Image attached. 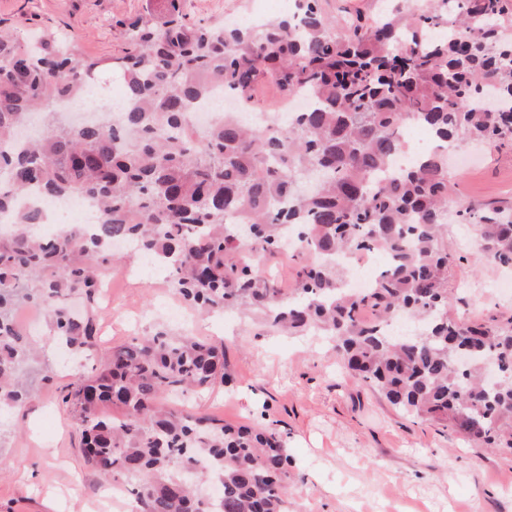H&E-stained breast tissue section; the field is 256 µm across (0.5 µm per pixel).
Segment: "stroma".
I'll return each instance as SVG.
<instances>
[{
    "label": "stroma",
    "mask_w": 512,
    "mask_h": 512,
    "mask_svg": "<svg viewBox=\"0 0 512 512\" xmlns=\"http://www.w3.org/2000/svg\"><path fill=\"white\" fill-rule=\"evenodd\" d=\"M161 0H0V21L27 37L52 31L95 57L121 55L124 22L162 9ZM292 0H182L188 20L253 22L288 12ZM457 197L512 201V143L475 147L449 169ZM467 224L448 227V289L453 315L512 319V271L482 259ZM112 304L102 307L104 346L179 330L160 308L174 297L169 273L128 254L112 271ZM201 339L223 343L231 384L193 399L195 410L230 424L275 422L300 482L288 512H512V449L469 442L393 408L342 366L327 339L286 336L238 312L205 315ZM29 374L30 398L0 427V512H134L135 500L87 467L78 424L60 389L72 379L58 353Z\"/></svg>",
    "instance_id": "stroma-1"
}]
</instances>
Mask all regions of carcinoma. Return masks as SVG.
Here are the masks:
<instances>
[{
    "label": "carcinoma",
    "instance_id": "carcinoma-1",
    "mask_svg": "<svg viewBox=\"0 0 512 512\" xmlns=\"http://www.w3.org/2000/svg\"><path fill=\"white\" fill-rule=\"evenodd\" d=\"M130 48L94 58L52 33L0 30V213L36 191L98 204L91 230L53 237L37 209L0 234V420L27 402L37 361L15 308L40 307L67 347L95 337V295L122 256L114 243L166 267L181 298L208 311L247 310L288 333L333 338L345 367L401 412L512 449V324L448 313L450 214L475 227V248L512 268V203H463L448 152L463 140L512 142V0H388L370 23L337 32L319 0L256 24L186 19L164 0L128 25ZM121 74L125 107L112 122L57 119L85 84ZM275 85L311 105L288 130L226 117L189 123L211 86L244 110ZM418 120L437 144L410 168L380 177ZM295 235V287L276 288L258 260ZM383 250L391 262L360 294L336 257ZM80 294L86 306L70 307ZM405 315L415 337L390 336ZM224 345L165 331L102 353L63 388L80 423L84 463L120 482L138 512H288V446L274 424L231 428L168 404L224 383ZM222 480L211 500L199 484Z\"/></svg>",
    "mask_w": 512,
    "mask_h": 512
}]
</instances>
